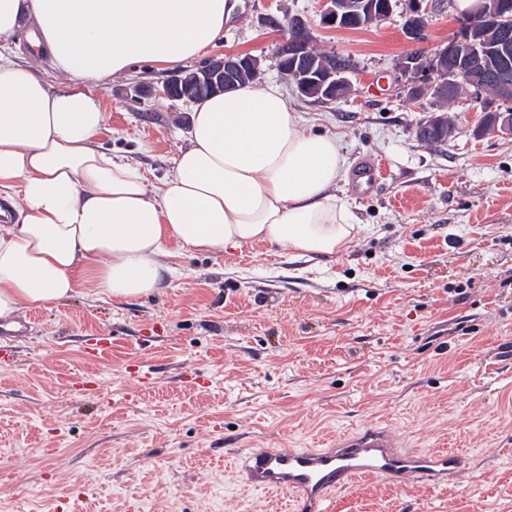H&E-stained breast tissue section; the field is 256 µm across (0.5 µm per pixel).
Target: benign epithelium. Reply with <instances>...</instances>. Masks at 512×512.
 Listing matches in <instances>:
<instances>
[{"label": "benign epithelium", "instance_id": "7a95c632", "mask_svg": "<svg viewBox=\"0 0 512 512\" xmlns=\"http://www.w3.org/2000/svg\"><path fill=\"white\" fill-rule=\"evenodd\" d=\"M324 8L320 23L328 27L354 30L363 26L362 13L383 18L392 15L396 0H383L379 12H374V0H358L354 9L344 10L345 0H322ZM429 0H408L405 11V32L411 41H422L428 25ZM492 28L503 29L512 24L504 4L499 0H480L478 8L461 18L459 29L448 43L434 54L423 51L409 54L403 62V71L411 75L408 97L415 103L425 98H453L461 86H469L478 92L486 80L482 55L478 41L487 23ZM280 32V44L276 53L277 67L294 85L300 97H317L325 102H334L348 96L351 84L346 73L348 68L336 67L313 60L310 46L313 35L309 25L299 17H289L283 23H275ZM257 78L260 74V59L244 53H226L209 60L196 73L185 78L178 72L157 90V94L177 100L197 101L198 90L207 86L209 90H225L242 75ZM496 99L512 103V72L505 69L496 76ZM480 132L488 135L512 136V111H491ZM446 132L436 117L421 127V139L440 140Z\"/></svg>", "mask_w": 512, "mask_h": 512}]
</instances>
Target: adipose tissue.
<instances>
[{
  "label": "adipose tissue",
  "mask_w": 512,
  "mask_h": 512,
  "mask_svg": "<svg viewBox=\"0 0 512 512\" xmlns=\"http://www.w3.org/2000/svg\"><path fill=\"white\" fill-rule=\"evenodd\" d=\"M231 0H0V318L91 284L115 300L157 292L169 244L203 255L257 242L313 257L359 232L335 194L336 136L302 131L282 87L245 84L198 101L162 186L99 143L95 90L134 65L173 69L224 38ZM31 26L65 85L10 56Z\"/></svg>",
  "instance_id": "obj_1"
}]
</instances>
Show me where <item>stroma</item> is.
Here are the masks:
<instances>
[{"instance_id": "obj_1", "label": "stroma", "mask_w": 512, "mask_h": 512, "mask_svg": "<svg viewBox=\"0 0 512 512\" xmlns=\"http://www.w3.org/2000/svg\"><path fill=\"white\" fill-rule=\"evenodd\" d=\"M234 2L223 41L185 71L259 57L258 84H281L302 130L339 138L336 196L360 231L328 260L175 248L151 296L82 283L20 313L28 333L0 355V512H271L275 495L232 473L239 451L319 448L375 424L470 465L440 488L361 478L329 512H512V138L475 132L492 96L418 105L402 73L456 32L454 0H438L418 47L405 0L358 30L320 27V0ZM296 15L317 50L351 61L349 97L315 102L282 78L272 23ZM168 76L138 64L98 90L101 145L156 187L193 109L152 95ZM434 113L455 127L438 146L416 137ZM367 160L379 176L362 195L352 172Z\"/></svg>"}]
</instances>
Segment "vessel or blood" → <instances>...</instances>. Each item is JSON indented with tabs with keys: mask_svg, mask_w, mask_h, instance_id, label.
<instances>
[{
	"mask_svg": "<svg viewBox=\"0 0 512 512\" xmlns=\"http://www.w3.org/2000/svg\"><path fill=\"white\" fill-rule=\"evenodd\" d=\"M468 466L457 452L401 448L391 431L376 426L341 436L329 448H256L233 461L249 486L292 498L297 512H326L331 494L362 477L406 490L422 482L439 485Z\"/></svg>",
	"mask_w": 512,
	"mask_h": 512,
	"instance_id": "b4317fda",
	"label": "vessel or blood"
}]
</instances>
